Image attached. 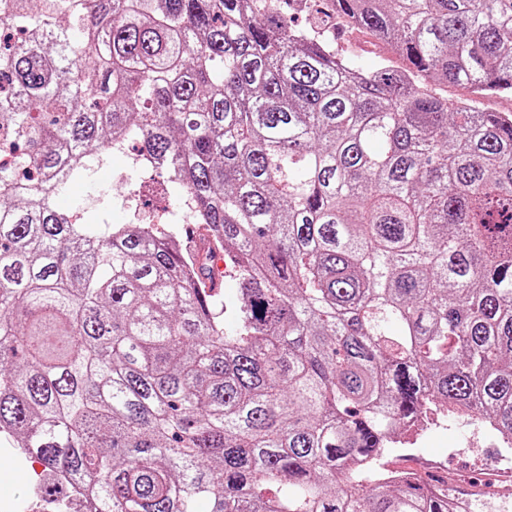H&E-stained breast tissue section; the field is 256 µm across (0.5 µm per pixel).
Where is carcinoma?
Segmentation results:
<instances>
[{
  "label": "carcinoma",
  "mask_w": 512,
  "mask_h": 512,
  "mask_svg": "<svg viewBox=\"0 0 512 512\" xmlns=\"http://www.w3.org/2000/svg\"><path fill=\"white\" fill-rule=\"evenodd\" d=\"M292 2L0 0V432L89 512H457L369 464L429 408L512 435V0ZM129 141L204 255L56 205ZM336 24V28H339L336 39L331 35L339 53L356 56L358 64L365 68L376 66L381 57L386 56L385 47L366 33L352 28L345 22L336 21Z\"/></svg>",
  "instance_id": "1"
}]
</instances>
